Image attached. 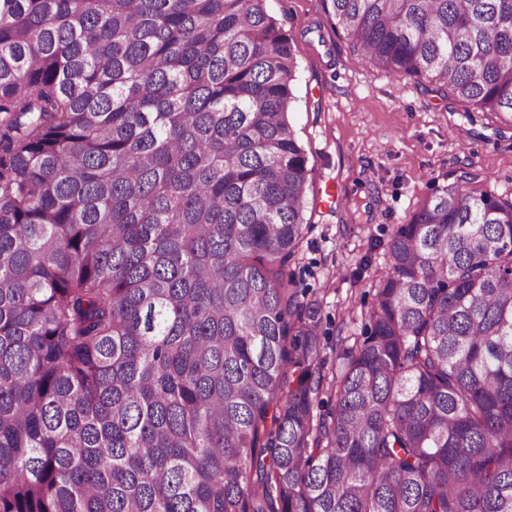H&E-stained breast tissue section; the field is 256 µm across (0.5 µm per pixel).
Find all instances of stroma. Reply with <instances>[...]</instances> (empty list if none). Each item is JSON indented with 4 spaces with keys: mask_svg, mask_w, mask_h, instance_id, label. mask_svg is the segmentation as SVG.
Returning <instances> with one entry per match:
<instances>
[{
    "mask_svg": "<svg viewBox=\"0 0 512 512\" xmlns=\"http://www.w3.org/2000/svg\"><path fill=\"white\" fill-rule=\"evenodd\" d=\"M265 8L296 58L288 120L313 170L307 230L290 270L305 300L321 306L331 368L339 337L359 335L376 300L394 225L459 179L473 192L512 197V114L469 111L448 91L368 65L323 0H265ZM330 184L342 206H324Z\"/></svg>",
    "mask_w": 512,
    "mask_h": 512,
    "instance_id": "stroma-1",
    "label": "stroma"
}]
</instances>
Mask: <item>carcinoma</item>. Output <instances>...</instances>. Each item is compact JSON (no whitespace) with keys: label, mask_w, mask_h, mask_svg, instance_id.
<instances>
[{"label":"carcinoma","mask_w":512,"mask_h":512,"mask_svg":"<svg viewBox=\"0 0 512 512\" xmlns=\"http://www.w3.org/2000/svg\"><path fill=\"white\" fill-rule=\"evenodd\" d=\"M264 2L0 0V512H512V198L425 197L326 372ZM325 2L512 113V0Z\"/></svg>","instance_id":"cac0c4a2"}]
</instances>
